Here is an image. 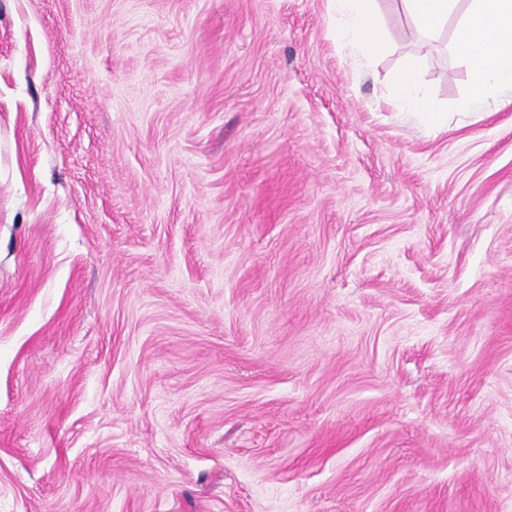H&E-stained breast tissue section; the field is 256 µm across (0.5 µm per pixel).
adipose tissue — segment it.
I'll list each match as a JSON object with an SVG mask.
<instances>
[{
	"mask_svg": "<svg viewBox=\"0 0 512 512\" xmlns=\"http://www.w3.org/2000/svg\"><path fill=\"white\" fill-rule=\"evenodd\" d=\"M336 37L350 42L365 58L386 49L374 8L375 0H333ZM417 31L437 35L454 13L459 0H402ZM453 46L470 64V89L460 104L462 111L479 114L496 96H512V0H472L467 17L456 27ZM418 64L409 61L399 74L392 104L429 126L443 118L431 104L417 79Z\"/></svg>",
	"mask_w": 512,
	"mask_h": 512,
	"instance_id": "ef3b65f1",
	"label": "adipose tissue"
}]
</instances>
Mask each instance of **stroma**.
<instances>
[{
    "label": "stroma",
    "mask_w": 512,
    "mask_h": 512,
    "mask_svg": "<svg viewBox=\"0 0 512 512\" xmlns=\"http://www.w3.org/2000/svg\"><path fill=\"white\" fill-rule=\"evenodd\" d=\"M377 5L0 0V512H512V102ZM336 38L350 42L364 58H375L386 50L374 8L375 0H333ZM418 64L410 60L399 74L392 105L401 112L419 118L431 127L440 124L444 113L437 111L431 104L426 92L417 80Z\"/></svg>",
    "instance_id": "stroma-1"
}]
</instances>
